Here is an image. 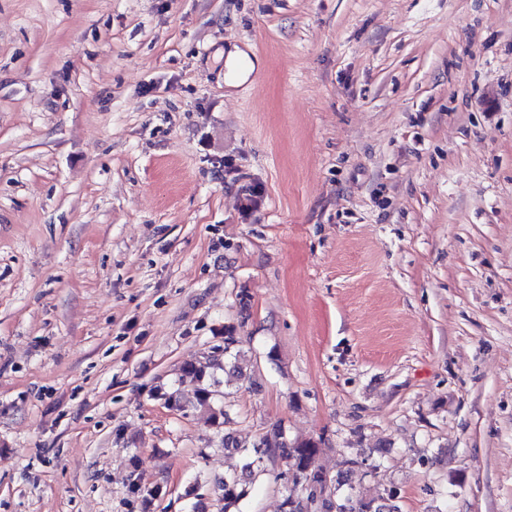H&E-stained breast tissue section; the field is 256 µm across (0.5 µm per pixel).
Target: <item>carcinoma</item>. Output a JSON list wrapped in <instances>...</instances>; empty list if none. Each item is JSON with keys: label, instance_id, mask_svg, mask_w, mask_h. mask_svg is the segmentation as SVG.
Wrapping results in <instances>:
<instances>
[{"label": "carcinoma", "instance_id": "1", "mask_svg": "<svg viewBox=\"0 0 512 512\" xmlns=\"http://www.w3.org/2000/svg\"><path fill=\"white\" fill-rule=\"evenodd\" d=\"M238 337L236 327H224V348L214 347L207 354L208 368L194 363L182 370L180 383L195 385L194 399L187 400L180 388L163 393L165 401L175 410L195 405L210 410L212 424L221 434L220 443L226 453H235L241 458L240 471L224 477L220 490L223 512H233L248 494L247 481L255 479L266 471V464L276 458L285 462L286 471L278 477L301 486L302 499L308 503L307 512H399L395 504L396 492L392 489L376 492V495L364 499L344 489L345 480L338 476L333 478L322 471L311 469V460L319 452V442L306 440L290 443L284 436L281 425L272 428L271 437H265L250 447L241 443L225 430L228 416L224 407L214 406L216 387L220 381L216 372L232 367L242 373L238 365L240 351L236 350Z\"/></svg>", "mask_w": 512, "mask_h": 512}]
</instances>
